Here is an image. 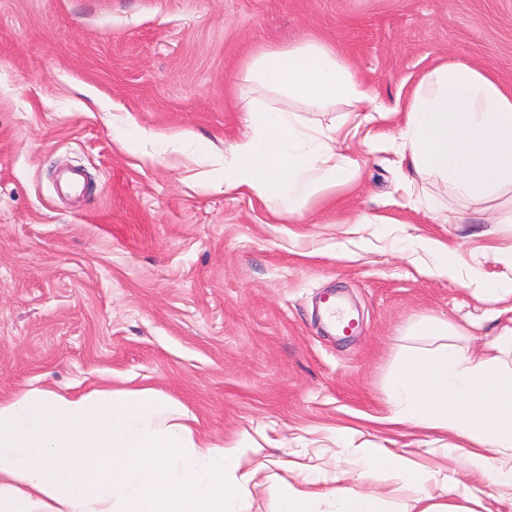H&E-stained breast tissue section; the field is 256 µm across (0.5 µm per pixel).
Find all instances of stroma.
Returning <instances> with one entry per match:
<instances>
[{"instance_id": "35a3bbf8", "label": "stroma", "mask_w": 512, "mask_h": 512, "mask_svg": "<svg viewBox=\"0 0 512 512\" xmlns=\"http://www.w3.org/2000/svg\"><path fill=\"white\" fill-rule=\"evenodd\" d=\"M311 34L388 115L340 143L357 184L291 224L225 190L219 160L249 132L243 63ZM460 59L512 85V0H0V400L154 389L202 433L263 441L271 477L245 512H276L278 461L345 468L340 431L476 484L445 436L386 421L411 324L476 348L512 318L479 292L512 273V228L490 221L504 198L407 186L394 163L406 97ZM414 238L446 243L456 278L427 273ZM326 291L351 333L324 331Z\"/></svg>"}]
</instances>
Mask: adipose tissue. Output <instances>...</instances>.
I'll list each match as a JSON object with an SVG mask.
<instances>
[{
    "instance_id": "ef3b65f1",
    "label": "adipose tissue",
    "mask_w": 512,
    "mask_h": 512,
    "mask_svg": "<svg viewBox=\"0 0 512 512\" xmlns=\"http://www.w3.org/2000/svg\"><path fill=\"white\" fill-rule=\"evenodd\" d=\"M241 110L250 136L224 156L225 189L276 203L297 220L332 201L360 176L339 126L306 115L342 102L359 122L381 111L372 89L328 44L257 51L241 67ZM261 88L283 99L254 98ZM398 152L403 181L433 174L461 197L512 194V86L460 60L426 72L409 95ZM399 350L387 392L391 422L455 436L447 456L512 490V325L474 351L448 321L426 317ZM194 417L152 389H96L64 396L36 389L0 402V512H240L263 465L251 438L217 442ZM362 489L345 477L326 485L314 464L281 462L294 473L277 512H494L482 485L460 489L392 449L351 448Z\"/></svg>"
}]
</instances>
